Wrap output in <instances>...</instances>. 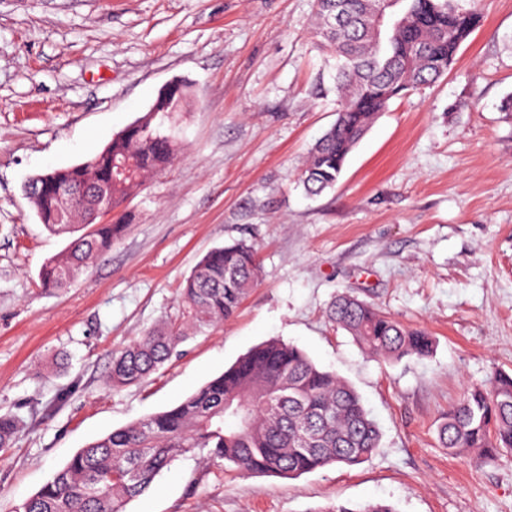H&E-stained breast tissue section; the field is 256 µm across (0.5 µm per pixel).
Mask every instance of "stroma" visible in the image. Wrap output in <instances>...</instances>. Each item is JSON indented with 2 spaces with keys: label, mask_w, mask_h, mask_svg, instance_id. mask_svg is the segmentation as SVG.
Segmentation results:
<instances>
[{
  "label": "stroma",
  "mask_w": 512,
  "mask_h": 512,
  "mask_svg": "<svg viewBox=\"0 0 512 512\" xmlns=\"http://www.w3.org/2000/svg\"><path fill=\"white\" fill-rule=\"evenodd\" d=\"M461 4L483 22L453 68L390 101L335 188L310 197L301 170L337 108L314 0H0V414L21 421L0 449V512L268 339L351 384L380 448L294 479L182 457L127 512H512V453L486 464L437 435L467 388L512 373V0ZM175 79L192 90L181 154L128 199L110 251L66 291L40 288L68 238L40 224L24 183L102 149ZM242 236L261 276L236 315L140 384L109 387L113 349ZM345 293L430 332L433 353L367 355L328 318Z\"/></svg>",
  "instance_id": "1"
}]
</instances>
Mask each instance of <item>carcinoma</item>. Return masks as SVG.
Wrapping results in <instances>:
<instances>
[{
  "label": "carcinoma",
  "mask_w": 512,
  "mask_h": 512,
  "mask_svg": "<svg viewBox=\"0 0 512 512\" xmlns=\"http://www.w3.org/2000/svg\"><path fill=\"white\" fill-rule=\"evenodd\" d=\"M376 0H316V36L333 50L337 117L309 153L301 182L318 196L335 186L347 156L390 100L448 74L460 44L481 14L458 0H387L394 22L374 29ZM188 85L161 89L149 110L90 159L33 179L30 196L41 224L74 235L39 271L46 290L70 287L93 260L112 249L129 223L122 203L145 180L171 165L181 144L171 125L184 111ZM108 185L112 221L89 224L94 190ZM260 276L255 245L245 237L208 251L180 289L174 313L112 352L108 383L138 384L188 339L231 319ZM330 319L368 354L384 360L428 356L435 341L373 305L341 295ZM20 421L0 415V448ZM442 447L491 460L512 453V375L494 373L469 388L438 428ZM381 434L357 392L318 367L302 350L277 339L262 342L178 405L114 430L78 450L15 512H126L177 458L200 456L244 474L296 478L332 465L363 463ZM336 512H395L383 502Z\"/></svg>",
  "instance_id": "carcinoma-1"
}]
</instances>
